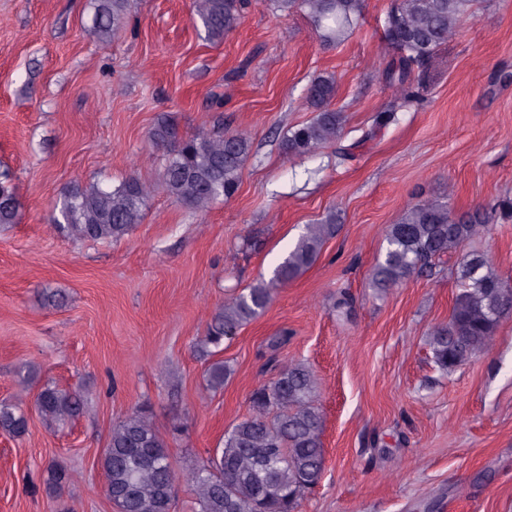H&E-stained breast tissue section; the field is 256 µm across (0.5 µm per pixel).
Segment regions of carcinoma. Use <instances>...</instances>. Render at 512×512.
<instances>
[{"label":"carcinoma","instance_id":"obj_1","mask_svg":"<svg viewBox=\"0 0 512 512\" xmlns=\"http://www.w3.org/2000/svg\"><path fill=\"white\" fill-rule=\"evenodd\" d=\"M277 10H305L327 41L340 42L356 28L362 0H273ZM475 0H392L385 37L394 55L382 69L393 89L389 108L373 118L382 127L396 113L420 102L423 77L451 42L448 30L459 34L463 21L473 16ZM250 0H194L196 21L205 38L219 41L242 22ZM129 0H96V31L110 37L124 23ZM336 92L330 76L315 77L308 87L314 117L284 136L285 152L305 154L338 139L343 117L329 108ZM151 141L167 156L161 187L177 202L204 209L238 189L240 172L250 152V141L201 130L184 135L167 115L157 119ZM147 187L130 177L116 186L74 185L53 217L68 237L117 241L139 223L148 197ZM19 203L8 174L0 175V224H15ZM485 223L482 213H453L448 203L419 201L390 225L386 246L375 264L371 283L381 292L415 275L438 274L435 258L464 247ZM336 215L307 226L295 246L260 282L219 308L208 325L200 348L218 349L238 329L269 305L274 287L285 284L318 258L326 239L336 233ZM456 295L448 323L435 327L429 346L436 367L447 372L465 364L494 341L500 319L493 314L496 296L511 294L476 250L462 254ZM230 370L214 363L208 374L213 389L224 387ZM317 383L302 363L285 366L269 384L256 388L250 398L252 413L224 433V443L188 481L197 494L199 512H294L298 500L316 486L324 470L321 440L322 414L316 402ZM38 410L49 420L66 424L84 409L77 391L44 387L36 398ZM28 420L17 406L0 403V433L20 437ZM101 465L106 493L119 512H171L178 475L170 462L164 439L142 411L127 415L112 429Z\"/></svg>","mask_w":512,"mask_h":512}]
</instances>
